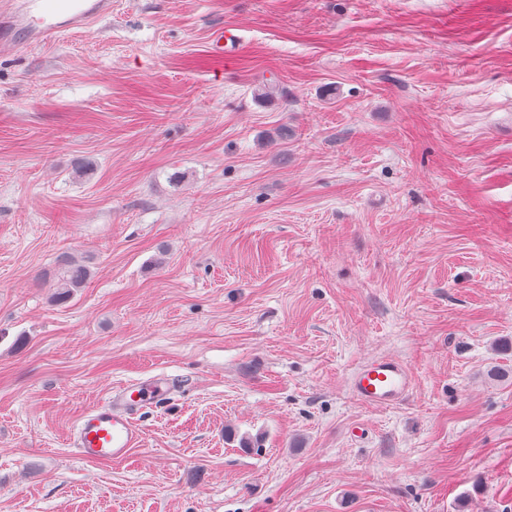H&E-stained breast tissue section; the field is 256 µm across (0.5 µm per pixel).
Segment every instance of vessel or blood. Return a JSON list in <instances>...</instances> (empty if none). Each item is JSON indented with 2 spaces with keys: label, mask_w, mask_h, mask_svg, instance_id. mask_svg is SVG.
Segmentation results:
<instances>
[{
  "label": "vessel or blood",
  "mask_w": 512,
  "mask_h": 512,
  "mask_svg": "<svg viewBox=\"0 0 512 512\" xmlns=\"http://www.w3.org/2000/svg\"><path fill=\"white\" fill-rule=\"evenodd\" d=\"M111 0H0V57L17 52L22 44L37 45L60 33L102 20ZM412 373L399 359L377 357L363 362L349 376L351 394L376 407L404 401L412 389ZM171 380L164 375L130 381L103 403L79 418L71 441L80 455L93 461L126 458L139 439L137 411L166 400Z\"/></svg>",
  "instance_id": "obj_1"
}]
</instances>
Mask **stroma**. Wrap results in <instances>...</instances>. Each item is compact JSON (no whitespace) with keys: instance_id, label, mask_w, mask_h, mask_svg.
<instances>
[{"instance_id":"stroma-1","label":"stroma","mask_w":512,"mask_h":512,"mask_svg":"<svg viewBox=\"0 0 512 512\" xmlns=\"http://www.w3.org/2000/svg\"><path fill=\"white\" fill-rule=\"evenodd\" d=\"M0 512H512V0H112L0 58ZM67 277L57 285V299L65 300L70 297L72 288H80L87 279V270L81 265H73L67 272ZM412 372L399 359L377 357L363 362L349 376L351 394L359 402L376 407L404 401L412 389ZM171 386L165 375L123 384L106 401L81 415L71 442L84 459L108 462L126 458L140 435L135 413L166 400Z\"/></svg>"}]
</instances>
